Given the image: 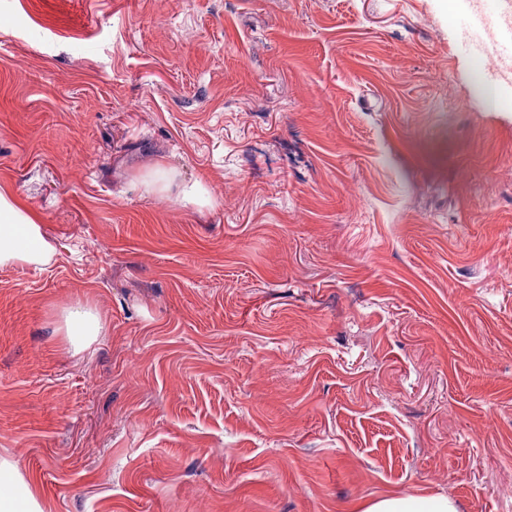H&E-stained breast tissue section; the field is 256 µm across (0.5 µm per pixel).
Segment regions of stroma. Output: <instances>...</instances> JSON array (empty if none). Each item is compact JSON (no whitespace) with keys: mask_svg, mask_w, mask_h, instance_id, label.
<instances>
[{"mask_svg":"<svg viewBox=\"0 0 512 512\" xmlns=\"http://www.w3.org/2000/svg\"><path fill=\"white\" fill-rule=\"evenodd\" d=\"M460 9L0 0V185L55 247L0 267V453L53 512H512V85ZM166 170L159 164L153 166L146 174L141 175V186L146 193L163 194L169 189L166 181ZM179 201L183 204H193L199 208H205L212 206L213 197L210 188L198 181L181 190ZM104 328L105 321L100 312L87 304L74 302L65 309L62 336L76 353L88 347ZM359 512H458L447 496L433 494L392 495L360 505Z\"/></svg>","mask_w":512,"mask_h":512,"instance_id":"1","label":"stroma"}]
</instances>
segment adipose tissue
Here are the masks:
<instances>
[{
  "label": "adipose tissue",
  "mask_w": 512,
  "mask_h": 512,
  "mask_svg": "<svg viewBox=\"0 0 512 512\" xmlns=\"http://www.w3.org/2000/svg\"><path fill=\"white\" fill-rule=\"evenodd\" d=\"M54 251L45 238L39 214L6 187H0V266H39ZM105 328L100 312L81 302L67 306L62 334L73 351L90 345ZM0 512H50L38 489L25 478L12 454L0 455ZM359 512H458L448 497L433 494L392 495L359 507Z\"/></svg>",
  "instance_id": "1"
}]
</instances>
